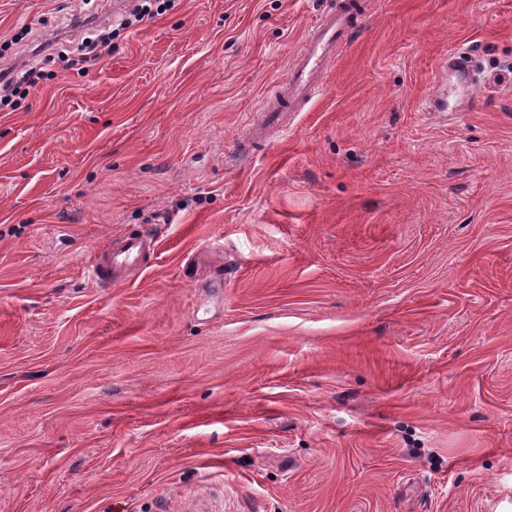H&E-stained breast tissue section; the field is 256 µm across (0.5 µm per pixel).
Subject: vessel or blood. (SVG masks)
Returning <instances> with one entry per match:
<instances>
[{"label":"vessel or blood","instance_id":"vessel-or-blood-1","mask_svg":"<svg viewBox=\"0 0 512 512\" xmlns=\"http://www.w3.org/2000/svg\"><path fill=\"white\" fill-rule=\"evenodd\" d=\"M354 11V0H339L335 10L307 30L302 50L290 65L285 95L275 103L262 104V111L296 112L323 92L322 72L335 54L337 44L351 38L350 18ZM442 68L458 84L471 85L466 51L458 50L449 55ZM154 250V233L140 231L125 237L120 247L104 246L90 265L89 272L99 283H119L125 270L143 265Z\"/></svg>","mask_w":512,"mask_h":512}]
</instances>
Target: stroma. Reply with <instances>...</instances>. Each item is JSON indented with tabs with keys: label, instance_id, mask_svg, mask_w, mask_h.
<instances>
[{
	"label": "stroma",
	"instance_id": "obj_1",
	"mask_svg": "<svg viewBox=\"0 0 512 512\" xmlns=\"http://www.w3.org/2000/svg\"><path fill=\"white\" fill-rule=\"evenodd\" d=\"M335 2L175 0L0 112V512H512V0H356L240 151ZM126 6L0 0V67ZM354 11V1L340 0L335 10L307 30L302 50L290 65L285 95L275 103L264 102L259 112H298L323 92L322 72L336 45L352 37L350 17ZM441 69L447 71L448 75L455 78L458 84L463 86L472 85V79L467 62V52L459 49L445 59ZM154 250L155 234L146 230L128 235L117 249H114L111 240L98 252L89 266V272L101 284L119 283L125 270L141 267Z\"/></svg>",
	"mask_w": 512,
	"mask_h": 512
}]
</instances>
